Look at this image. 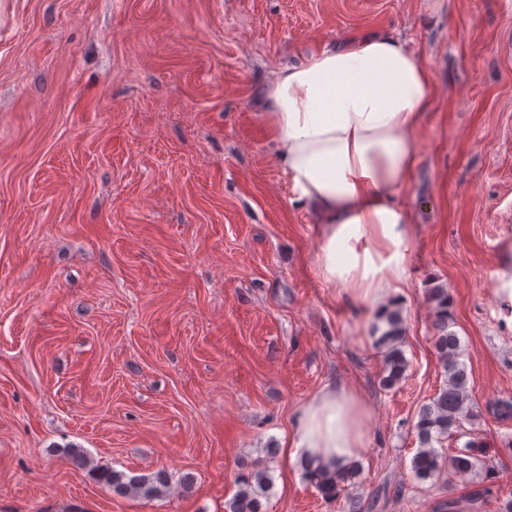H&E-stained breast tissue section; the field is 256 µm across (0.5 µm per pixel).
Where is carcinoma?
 Masks as SVG:
<instances>
[{
	"instance_id": "carcinoma-1",
	"label": "carcinoma",
	"mask_w": 512,
	"mask_h": 512,
	"mask_svg": "<svg viewBox=\"0 0 512 512\" xmlns=\"http://www.w3.org/2000/svg\"><path fill=\"white\" fill-rule=\"evenodd\" d=\"M427 301L433 316V346L444 371L445 381L431 401L418 410L414 425L419 449L411 461V472L415 479L424 481L440 477L449 472L455 476H466L476 471L485 473V478H495L496 469L487 459L478 457L469 448L445 457L433 447V434H450L461 428L468 413L471 398L468 391L466 365L461 361L462 351L458 337L449 331L451 300L448 289L435 286L429 289ZM385 330L376 340L384 350V372L380 385L386 390L395 388L404 379L409 367L399 347L406 328L399 311L392 310L384 318ZM306 477L327 501L337 500L346 487L356 483L359 467L356 464L336 469L315 468L312 463L303 464ZM98 479L119 497L152 499L166 493L170 487V476L158 470L146 476H129L122 471L105 469L98 472ZM239 489L225 505V512H265L262 498L273 486L272 476L267 470L243 473L238 477Z\"/></svg>"
}]
</instances>
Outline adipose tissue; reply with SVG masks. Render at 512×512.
<instances>
[{
  "instance_id": "adipose-tissue-1",
  "label": "adipose tissue",
  "mask_w": 512,
  "mask_h": 512,
  "mask_svg": "<svg viewBox=\"0 0 512 512\" xmlns=\"http://www.w3.org/2000/svg\"><path fill=\"white\" fill-rule=\"evenodd\" d=\"M432 103L429 67L378 32L281 69L266 92L281 169L319 221L322 278L380 316L405 273L412 231L398 196L417 166L415 137ZM367 419L357 390L325 383L283 441L284 454L349 464L365 451Z\"/></svg>"
}]
</instances>
